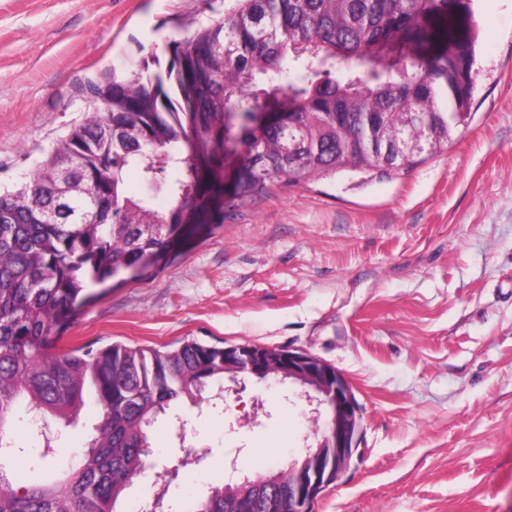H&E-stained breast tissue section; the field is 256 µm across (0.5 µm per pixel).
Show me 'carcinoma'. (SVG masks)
I'll return each mask as SVG.
<instances>
[{"label":"carcinoma","instance_id":"carcinoma-1","mask_svg":"<svg viewBox=\"0 0 512 512\" xmlns=\"http://www.w3.org/2000/svg\"><path fill=\"white\" fill-rule=\"evenodd\" d=\"M473 0H233L107 86L0 193V512H118L153 466L156 425L179 405L224 399V348L115 343L58 349L103 284L167 252L224 203L243 206L279 182L388 175L448 147L475 88ZM243 148L224 180V141ZM96 411L79 461L46 479L45 454L18 445L20 414L44 441ZM210 487L190 512H283L288 471Z\"/></svg>","mask_w":512,"mask_h":512}]
</instances>
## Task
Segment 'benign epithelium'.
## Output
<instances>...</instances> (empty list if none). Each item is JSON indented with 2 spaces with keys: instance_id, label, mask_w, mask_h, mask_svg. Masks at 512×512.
<instances>
[{
  "instance_id": "obj_1",
  "label": "benign epithelium",
  "mask_w": 512,
  "mask_h": 512,
  "mask_svg": "<svg viewBox=\"0 0 512 512\" xmlns=\"http://www.w3.org/2000/svg\"><path fill=\"white\" fill-rule=\"evenodd\" d=\"M286 357L288 381L301 387L312 421H323V427L313 429V442L302 460L288 463L294 508L308 512L324 488L346 470L357 448L361 410L348 380L333 365L298 350L288 351Z\"/></svg>"
}]
</instances>
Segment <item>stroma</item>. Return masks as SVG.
<instances>
[{
	"label": "stroma",
	"instance_id": "stroma-1",
	"mask_svg": "<svg viewBox=\"0 0 512 512\" xmlns=\"http://www.w3.org/2000/svg\"><path fill=\"white\" fill-rule=\"evenodd\" d=\"M228 0H0V190L81 118L102 85L167 60ZM477 85L447 150L389 176L280 183L200 224L150 272L86 289L69 348L183 341L301 350L339 369L360 442L313 512H512V0H474ZM162 427L163 512L230 468L267 471L311 434L305 401L251 377L217 410ZM94 416L46 450L67 466Z\"/></svg>",
	"mask_w": 512,
	"mask_h": 512
}]
</instances>
